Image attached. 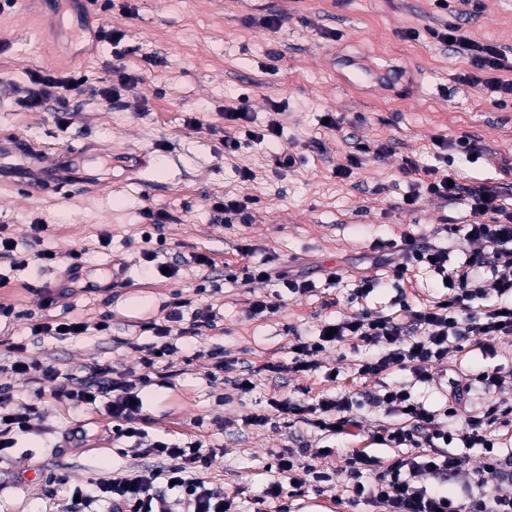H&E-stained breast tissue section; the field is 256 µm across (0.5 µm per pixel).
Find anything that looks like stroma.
Masks as SVG:
<instances>
[{
	"label": "stroma",
	"mask_w": 512,
	"mask_h": 512,
	"mask_svg": "<svg viewBox=\"0 0 512 512\" xmlns=\"http://www.w3.org/2000/svg\"><path fill=\"white\" fill-rule=\"evenodd\" d=\"M271 14L282 17L274 31L262 23ZM451 18L433 0H114L110 10L98 6L67 22L68 28L89 31L109 23L122 32L123 64L138 84L108 101L99 91L112 82L109 43L87 37L66 45L35 0L1 11L0 73L8 80L0 84V137L52 140L80 154L69 195L45 190L21 197L0 186V235L24 254L82 253L88 287L47 307L43 290L62 275L63 265L16 270L0 263V303L14 309L13 318L0 324V338L23 340L31 356L55 366L74 385L97 365L119 374L140 371L139 348L152 341L140 324L148 317L163 319L174 294L214 305L222 314L217 326L184 341L173 358L176 375L143 390V425L152 434L220 448L205 477L211 485L240 491L242 512H249L269 467L288 449H328V456L316 460L327 473L344 468L351 448L367 449L384 467L398 455L372 443L368 431L385 415L369 406L360 411L363 431L356 436L324 437L286 415L272 416L263 426L244 423V415L266 411L277 396L299 400L307 393H356L405 382L418 400L442 410L449 379H459L469 386L468 411L480 415L498 407L496 433L512 440V390L487 389L477 377L490 366L512 370V337L498 340L491 357L473 341L462 342L449 353L447 379L440 383L414 382L409 371L396 368L379 379L356 378L359 355L348 340L319 355L325 368L338 371L336 381H327L323 371L300 375L289 369L295 335L315 336L323 323L356 311L348 297L370 269L374 240L408 231L430 242L435 225L461 222L458 205L430 195L418 209L403 208V197L414 189L400 172L404 157L466 184L496 181L498 167L512 163V100L494 104L486 86L463 82L466 58L431 35ZM461 25L476 41L512 46V0H474ZM409 29L414 37H406ZM44 69L75 70L88 79L89 92L67 104V130H59L53 110L21 104L29 73ZM384 73L397 74V81L377 84L376 76ZM243 97L253 128L276 114L283 133L278 145L248 142L229 156L222 142L224 108ZM328 113L343 119L342 130L325 127ZM192 117L200 127L189 125ZM463 135L490 152L488 166L462 156L451 165L438 158L434 137ZM362 144H384L389 153L382 160L365 155L351 176H337V165ZM279 148L299 155L295 167L276 166ZM128 153L144 157L143 169L133 175L119 163ZM243 168L250 169V180L241 179ZM225 196L251 199L250 222H213L211 203ZM147 207L171 215L158 241L149 243L141 216ZM37 224L44 227L38 234ZM246 242L256 247L252 255L238 251ZM146 249L156 251L158 262H179L178 273L148 270ZM198 253L214 259L212 281L193 263ZM271 257L320 286L301 297L285 296L273 314L252 319L250 300L273 296L276 288L245 281L242 269ZM336 267L345 272L344 283L322 285L325 271ZM114 269L122 270L125 287H109ZM400 293L433 301L444 290L422 269L410 281L374 291L366 305L392 311ZM56 317L86 322L90 330L63 341L31 335V326ZM101 321L106 331L96 330ZM216 346L254 370L252 392L239 393L183 361ZM270 362L281 365L278 378L265 372ZM44 408L42 431L0 451V512H59L63 498L50 493L55 477L74 486L138 463L122 455L127 442L113 439L103 406L76 408L52 400ZM76 427L87 434L83 447L58 452L63 434ZM341 494V486L326 482L294 494L287 504L290 512H375L368 501L351 504Z\"/></svg>",
	"instance_id": "1"
}]
</instances>
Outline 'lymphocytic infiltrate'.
<instances>
[{"label":"lymphocytic infiltrate","mask_w":512,"mask_h":512,"mask_svg":"<svg viewBox=\"0 0 512 512\" xmlns=\"http://www.w3.org/2000/svg\"><path fill=\"white\" fill-rule=\"evenodd\" d=\"M440 44L450 45L456 54L467 57L471 72L469 83L484 85L499 95L512 97V80H503L499 71H512V59L493 44L472 40L460 26L448 23L436 32ZM31 89L23 104L40 109L55 103L65 105L85 89V77L58 75L46 71L31 72ZM401 173L417 190L404 197L406 207H418L422 193L450 199L465 206L467 214L460 224L445 225L447 245L421 243L408 232L396 239H379L370 249L374 266L389 268L393 280H405L417 269L432 271L447 293L443 300L430 304L409 303L400 299L399 311L385 313L363 308L368 296L384 287L383 278L363 275L350 296L360 308L334 324L332 336L314 339L295 336L289 349L290 369L303 375L318 371L320 353L330 345L351 338L374 347L373 357L356 367L359 377L378 376L391 368L410 371L415 381L430 383L460 341L472 338L480 350L494 354L498 339L512 337V208L503 199L501 185L464 184L435 179L434 170L405 157ZM470 242V250L461 252L459 242ZM400 261H393V254ZM496 303H488V296ZM219 312L210 304L192 305L190 300L175 299L164 321L141 322L153 341L144 348L142 371L134 377L105 381L106 367H94L93 381L78 386L59 383V370L27 353L25 344L12 342L8 349L14 359V373L29 376L35 384L32 401L12 403L0 397V447L10 448L19 437L34 432L43 420L44 396L66 400L76 407L104 403L114 425V439H131L139 455L150 456L154 465H137L108 479L89 481L73 487V500L64 512H97L107 504L109 512H236L235 500L223 489L210 486L202 473L217 456L216 448L199 441H179L152 435L142 425L140 391L160 375L159 358L178 354V342L198 335L201 328L217 324ZM467 388L460 381L449 383L448 406L438 411L418 401L408 385L396 383L367 394L369 405L384 408L388 419L378 423L370 435L382 444L399 449L400 454L385 470H378L375 459L362 448L351 449L346 458L343 487L350 501L369 499L378 512H512V448L499 447L492 430V414H464ZM361 401L344 394L322 395L314 401L288 397L273 398L264 413L245 415L252 426L265 425L271 413L288 414L323 434H352L361 429L358 410ZM464 450L452 452L453 442ZM482 451L483 462L470 468L466 449ZM455 478L462 487L477 485L480 496H467L458 502L443 490L446 478ZM326 473L315 464L301 461L294 452L281 454L276 470L259 496L253 512H263L266 502L282 498L285 486L303 488L327 481ZM173 483L180 492L170 500L161 486Z\"/></svg>","instance_id":"1"}]
</instances>
